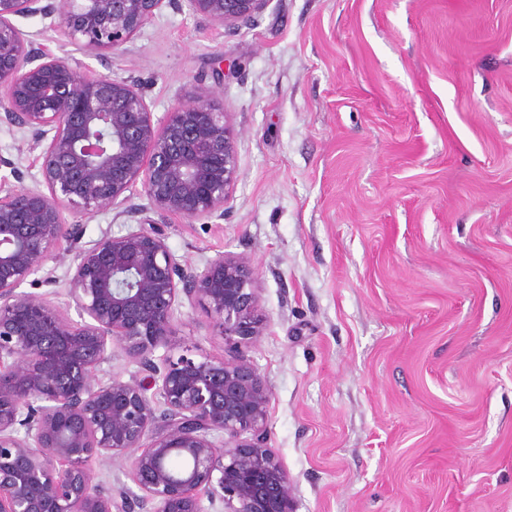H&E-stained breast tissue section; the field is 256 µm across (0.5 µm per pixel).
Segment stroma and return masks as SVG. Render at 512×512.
I'll return each mask as SVG.
<instances>
[{"label": "stroma", "instance_id": "1", "mask_svg": "<svg viewBox=\"0 0 512 512\" xmlns=\"http://www.w3.org/2000/svg\"><path fill=\"white\" fill-rule=\"evenodd\" d=\"M17 25L156 116L202 90L238 134L220 220L165 223L195 267L249 258L267 331V445L295 512H512V0H270L218 27L174 0L105 59ZM0 125V185L34 155ZM137 218H76L80 245ZM24 292L68 315L69 242ZM229 355L202 305L172 355Z\"/></svg>", "mask_w": 512, "mask_h": 512}]
</instances>
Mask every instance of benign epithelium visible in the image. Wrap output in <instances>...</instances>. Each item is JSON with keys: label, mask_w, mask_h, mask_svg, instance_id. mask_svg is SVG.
<instances>
[{"label": "benign epithelium", "mask_w": 512, "mask_h": 512, "mask_svg": "<svg viewBox=\"0 0 512 512\" xmlns=\"http://www.w3.org/2000/svg\"><path fill=\"white\" fill-rule=\"evenodd\" d=\"M172 0H0V123L39 151L33 187L0 189V512H294L288 474L267 447L270 390L244 355L154 361L183 303L205 305L241 350L264 335L249 260L221 253L181 263L152 221L80 248L68 294L80 321L20 291L59 255L65 214L119 208L140 183L151 209L188 221L224 218L240 177L228 113L197 93L154 118L143 91L85 74L35 46L17 17L58 18L60 40L103 59ZM269 0H189L220 27ZM147 380L96 376L112 345ZM97 458L138 488L93 482Z\"/></svg>", "instance_id": "obj_1"}]
</instances>
